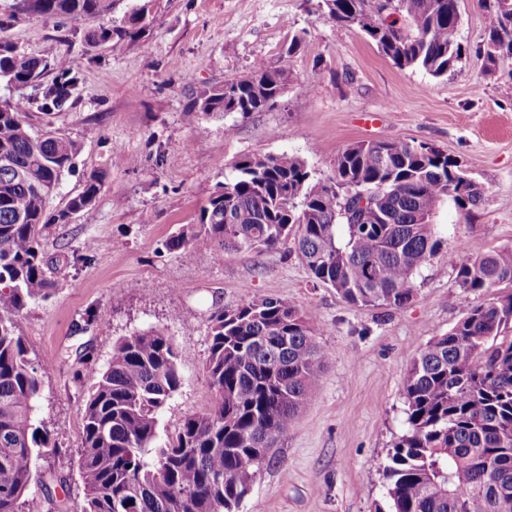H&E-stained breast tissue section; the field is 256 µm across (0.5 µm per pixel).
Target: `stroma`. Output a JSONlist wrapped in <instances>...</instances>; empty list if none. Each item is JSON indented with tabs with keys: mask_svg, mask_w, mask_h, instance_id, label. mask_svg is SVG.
Masks as SVG:
<instances>
[{
	"mask_svg": "<svg viewBox=\"0 0 512 512\" xmlns=\"http://www.w3.org/2000/svg\"><path fill=\"white\" fill-rule=\"evenodd\" d=\"M16 3L0 0V44L47 61L65 57L76 79L73 105L59 110L42 106L56 70L19 91L0 80V101L28 100L33 131L50 126L79 146L51 209L62 208L91 174L105 175L91 209L49 228L42 250L55 291L19 320L41 376L37 421L62 454L76 455L81 404L113 344L159 328L173 338L183 376L160 420L161 435H175L185 414L212 400L205 362L216 315L249 300L291 298L332 358L239 512H390L382 468L405 429L411 359L504 287L465 291L455 268L437 260L416 275L406 306L358 307L314 284L292 243L259 253L214 248L187 261L165 242L197 224L242 157L296 156L325 182L348 145L402 140L448 154L486 192L470 211L450 202L439 210L445 247L512 248V59L499 60L494 78L482 81L490 12L479 0H463L464 57L436 78L398 68L359 30L325 22L320 0H161L141 41L93 51L84 31L22 14ZM296 34L303 45L274 105L244 117L189 111L192 93L254 60L274 62ZM228 121L236 125L229 138ZM37 475L23 512H81L85 491L76 470L46 455Z\"/></svg>",
	"mask_w": 512,
	"mask_h": 512,
	"instance_id": "obj_1",
	"label": "stroma"
}]
</instances>
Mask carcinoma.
I'll return each mask as SVG.
<instances>
[{
  "mask_svg": "<svg viewBox=\"0 0 512 512\" xmlns=\"http://www.w3.org/2000/svg\"><path fill=\"white\" fill-rule=\"evenodd\" d=\"M159 2L136 0L112 26L98 22L110 0H18V8L63 18L98 48L143 38ZM481 3L494 13L486 81L496 57L512 56V0ZM322 9L327 22L358 29L401 69L442 77L462 61L460 0H322ZM300 47L292 37L275 64L257 60L226 76L196 93L187 111H262L286 86ZM56 68L44 108L72 97L66 59ZM45 69L0 44V80L23 87ZM27 109L24 98L0 104V512H22L36 460L55 452L35 420L41 379L19 325L30 304L53 292L41 240L51 225L91 208L103 187V176L92 175L63 208L47 212L79 146L53 130L31 133ZM234 171L201 208L200 229L169 238L168 249L190 260L215 247L270 249L292 236L313 281L360 307L407 305L416 272L438 258L455 267L468 292L512 285L511 249L463 257L442 250L435 224L421 223L447 201L461 210L485 202L484 188L439 150L401 140L356 143L338 154L327 183H312L305 162L287 155L245 156ZM351 191L367 196L356 212L342 206ZM317 335L286 298L219 313L206 363L213 400L184 415L169 442L160 419L182 385L176 345L153 328L120 338L81 405L77 457L65 461L84 485L81 512H239L329 362ZM403 390L406 428L383 467L391 512H512V294L470 308L435 336L412 358Z\"/></svg>",
  "mask_w": 512,
  "mask_h": 512,
  "instance_id": "carcinoma-1",
  "label": "carcinoma"
}]
</instances>
